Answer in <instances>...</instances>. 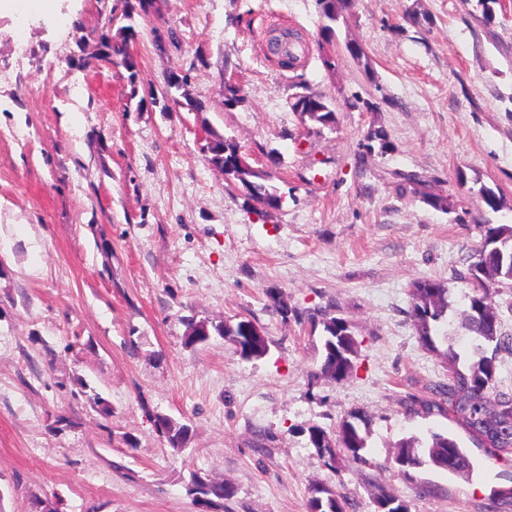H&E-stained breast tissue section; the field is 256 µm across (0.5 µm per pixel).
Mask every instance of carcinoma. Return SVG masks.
Wrapping results in <instances>:
<instances>
[{
  "label": "carcinoma",
  "instance_id": "carcinoma-1",
  "mask_svg": "<svg viewBox=\"0 0 512 512\" xmlns=\"http://www.w3.org/2000/svg\"><path fill=\"white\" fill-rule=\"evenodd\" d=\"M348 0H317L322 27L321 44H330L336 33V24L343 17ZM154 0H113L108 17V28H117V35L101 33L100 43L104 52L99 57L112 67L127 73L130 86L129 98L138 95L139 69L137 59L129 46L136 36L135 17L146 16L153 8ZM186 79L177 75L166 81V100L186 106L194 112L205 110L202 101L189 97L184 91ZM244 102L243 90L237 83L224 81V109L231 110ZM293 111L300 116L331 126L335 123V110L323 94L299 95L292 103ZM213 145L207 148L209 163L224 175V182L244 197V204L261 216L280 207L281 197L271 185L272 175L265 169L252 167L242 155L240 146L233 137L214 135ZM361 156L385 154L391 143L387 132L379 127L367 132L362 143ZM400 193L411 192L435 210L448 212L451 209L448 197L428 191L425 181L414 174L401 175L398 185ZM484 240L473 256V261L459 272L460 278L471 283V293L466 296L467 310L462 321L465 340L443 330L450 326L455 312V300L448 285L433 279L415 281L410 289L411 307L409 316L413 322L419 342L427 350L440 356L448 368V382L435 388V398L420 404L422 410L445 414L460 425L473 439L483 424L495 423L501 426V442L494 451L512 454V391L496 387V354L499 351L512 352V335L503 331L499 311L486 309L494 305V286L512 283V225H483ZM300 322L310 324L311 331L321 329L323 340L322 360L313 372L315 378L341 380L353 372L358 358V342L354 338L351 324L338 316V309L324 308L303 315L295 313ZM252 323L244 318L236 322L224 320L209 324V335L202 333V323L189 321L186 324L185 344L194 347L205 344L213 336H242L243 326ZM492 355H487L488 348ZM266 341L255 336L242 343V356L261 358L268 353ZM158 432L169 447L182 450L185 447L189 427L170 417L165 418ZM369 420L360 413L337 425L330 434L321 427L309 432V443L325 465L336 468L346 458L354 462H366L365 453L369 437ZM393 462L400 471L422 466L428 462L434 467L450 473H472L474 465L460 439L452 433L430 434L423 451H418L412 441H403L397 446ZM189 492L201 512H210L218 501L234 496V487L223 481H214L196 473L192 474ZM373 502L377 512H401L403 505L399 498L380 485L374 486ZM345 496L325 485L311 487L308 512H344Z\"/></svg>",
  "mask_w": 512,
  "mask_h": 512
}]
</instances>
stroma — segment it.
I'll list each match as a JSON object with an SVG mask.
<instances>
[{
    "mask_svg": "<svg viewBox=\"0 0 512 512\" xmlns=\"http://www.w3.org/2000/svg\"><path fill=\"white\" fill-rule=\"evenodd\" d=\"M56 5L27 24L30 51L0 81V512H40L45 499L63 512H198L195 473L234 485L224 512H308L315 484L343 492L346 512H375L376 485L408 512H488L492 490L512 487V458L468 443L477 467L464 477L402 473L392 455L457 429L418 410L448 373L408 315L412 282L443 281L465 304L457 273L483 230L460 216L512 225V0L488 19L479 0H351L332 73L316 0H154L136 20L135 101L94 59L112 0ZM410 11L426 21L406 22ZM278 22L308 47L291 69L263 29ZM155 27L175 42L155 46ZM172 75L205 111L151 104ZM229 78L245 95L231 111ZM305 91L332 100L333 126L292 111ZM378 127L390 151L360 158ZM213 132L271 168V216L208 162ZM403 174L448 195L452 212L398 194ZM271 288L301 311L337 303L356 370L314 378L320 339L271 308ZM190 316L254 320L269 353L246 360L218 336L185 346ZM357 412L370 420L365 463L324 466L310 428ZM155 414L188 425L184 450L158 435Z\"/></svg>",
    "mask_w": 512,
    "mask_h": 512,
    "instance_id": "1",
    "label": "stroma"
}]
</instances>
